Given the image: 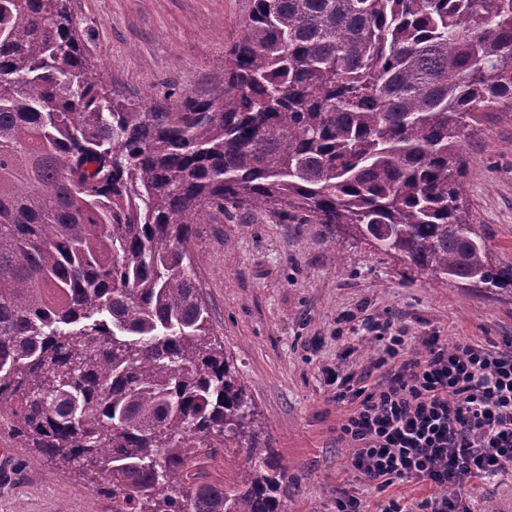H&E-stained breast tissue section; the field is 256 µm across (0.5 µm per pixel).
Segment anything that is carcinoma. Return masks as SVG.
I'll use <instances>...</instances> for the list:
<instances>
[{"mask_svg":"<svg viewBox=\"0 0 512 512\" xmlns=\"http://www.w3.org/2000/svg\"><path fill=\"white\" fill-rule=\"evenodd\" d=\"M203 93L102 84L69 0H0V412L113 512H284L246 385L210 336L195 225L346 228L433 284L512 286L463 194L512 110V0H251ZM224 449L235 476L175 487Z\"/></svg>","mask_w":512,"mask_h":512,"instance_id":"obj_1","label":"carcinoma"}]
</instances>
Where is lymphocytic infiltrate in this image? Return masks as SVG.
Listing matches in <instances>:
<instances>
[{
    "instance_id": "f902f5d3",
    "label": "lymphocytic infiltrate",
    "mask_w": 512,
    "mask_h": 512,
    "mask_svg": "<svg viewBox=\"0 0 512 512\" xmlns=\"http://www.w3.org/2000/svg\"><path fill=\"white\" fill-rule=\"evenodd\" d=\"M377 348L367 383L353 372L331 375L344 408L336 441L349 448L348 465L383 490L424 484L422 500H379L375 512H477L467 487L512 470V337L502 343L413 336L389 319L370 318Z\"/></svg>"
}]
</instances>
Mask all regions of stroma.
<instances>
[{
  "instance_id": "stroma-1",
  "label": "stroma",
  "mask_w": 512,
  "mask_h": 512,
  "mask_svg": "<svg viewBox=\"0 0 512 512\" xmlns=\"http://www.w3.org/2000/svg\"><path fill=\"white\" fill-rule=\"evenodd\" d=\"M84 50L109 87L145 99L199 93L224 68L250 0H70ZM464 189L492 264H512V113L470 131ZM194 267L216 341L243 377L252 427L288 480L287 512H335L345 488L377 490L347 467L329 373L341 318H391L410 335L449 343L512 336V288L433 285L401 257L341 229L282 224L239 210L197 225ZM342 253L344 263L333 262ZM0 512H112L98 471L49 463L0 419Z\"/></svg>"
}]
</instances>
